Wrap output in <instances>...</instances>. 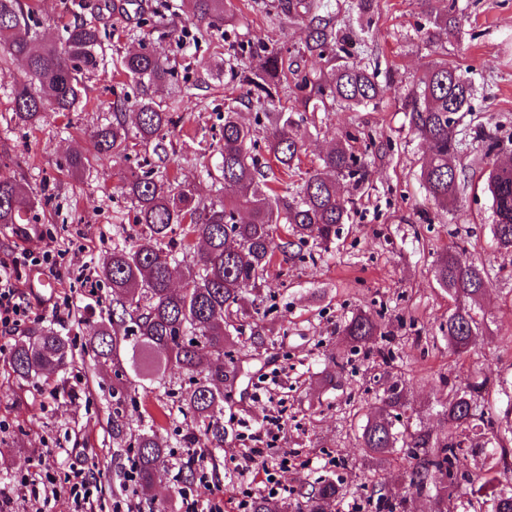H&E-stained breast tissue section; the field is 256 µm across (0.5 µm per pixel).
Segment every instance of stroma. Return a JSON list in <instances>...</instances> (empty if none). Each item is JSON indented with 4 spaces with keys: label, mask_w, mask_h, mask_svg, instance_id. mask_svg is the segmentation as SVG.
<instances>
[{
    "label": "stroma",
    "mask_w": 512,
    "mask_h": 512,
    "mask_svg": "<svg viewBox=\"0 0 512 512\" xmlns=\"http://www.w3.org/2000/svg\"><path fill=\"white\" fill-rule=\"evenodd\" d=\"M103 2L34 0L39 31L56 40L63 34L62 22H93L109 56L143 42L167 59L174 76L154 94L178 99L184 130L156 163L196 184L205 196L210 193L205 170L216 163L226 105L234 104L250 125L261 110L248 100L240 76L221 73L224 59L236 58L240 75L266 49L281 52L302 72L327 68L305 48L309 16L289 15L288 0H233V21L208 32L181 14L154 23L148 10L156 0H134L116 13L103 10ZM455 5L461 32L438 53L419 34L427 24L420 0H373L372 38L353 59L377 67L379 82L389 86L387 94L374 109L308 113L318 132L308 138L301 156L303 167H310L333 135L357 127L372 137L369 181L354 193L352 220L328 250L270 269L257 302L269 330L265 346L254 350L244 335L225 356V371L237 376L224 385V445L197 463L193 480L184 483L176 476L188 455L180 439L191 422L178 411L190 387L188 377L174 370L164 386L135 392L138 413L155 417L159 435L170 446V463L147 497L129 491L127 454L112 438V378L84 351L93 323L112 305L99 261L130 230L131 203L118 187L119 174L137 167L142 153L132 151L119 162L105 158L78 173L65 167L68 154L92 153L91 131L111 117V103L134 96L137 89L114 76L112 66L99 68L87 82L85 110L48 111L29 126L12 117L11 85L24 78L22 66L13 63L0 72V153L13 159L16 178L37 200L38 217L34 224H0V255L19 246L37 252L51 244L65 250L72 270L54 294L32 297L35 313L19 331L24 337L57 324L73 344L70 364L51 379L22 380L0 354V484L35 470L52 471L58 478L47 498L16 497L14 512H73L63 477L78 464L93 468V512H150L151 501L168 499L183 512V493L211 494L225 502L270 480L283 488L277 502L290 504L293 512H300L302 492L324 478L336 480L343 490L333 512H345L352 501L361 512H384L388 501L399 503V512H462L467 501H485L479 490L485 480L512 490V470L491 467L485 453L468 452L458 474L442 478L440 495H419L407 475L413 449L399 448L377 461L358 441L377 399L397 380L408 404L397 410L396 425L423 426L437 437L447 429L446 395L468 380L485 377L492 384L486 420L499 422L512 399V252L498 250L492 241L482 145L469 140L455 159L465 181L458 207L437 210L420 181L426 148L411 132L401 105L431 61L445 57L475 87L472 112L461 120V129L490 128L502 140L501 158L512 160V0H455ZM458 249L491 269L493 277L481 302L486 330L460 356L439 330L452 300L434 277L438 256ZM67 302L73 305L72 318L55 323L54 309ZM361 309L382 312L383 334L373 348L352 354L339 328ZM338 353L348 354L349 361L337 386L330 387L323 369ZM274 416L285 423L281 440L268 450L265 467L241 474L244 453L255 447L263 425ZM287 450L301 452L304 465L281 468Z\"/></svg>",
    "instance_id": "stroma-1"
}]
</instances>
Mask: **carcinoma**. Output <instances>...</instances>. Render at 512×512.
Here are the masks:
<instances>
[{"label":"carcinoma","instance_id":"carcinoma-1","mask_svg":"<svg viewBox=\"0 0 512 512\" xmlns=\"http://www.w3.org/2000/svg\"><path fill=\"white\" fill-rule=\"evenodd\" d=\"M231 0H160L156 14L181 11L197 25L218 29L228 19ZM429 27L422 39L432 47H444L448 35L461 30L453 14L454 4L441 9L438 0H421ZM324 0H288V10L301 8L318 25L309 34L306 49L330 54L329 71L317 77L303 76L291 96L290 80L297 75L277 53L260 56L253 76L246 77V94L265 108V152L274 158L280 176L261 171L254 131L239 121L229 107L218 147V174L206 171L220 201L199 194L165 170L139 168L120 177L119 189L135 211L131 233L100 264V276L112 289V314L92 326L87 348L99 365L112 373V438L129 436L125 451L132 455L137 492L147 494L157 470L166 464L165 445L155 425L131 432L129 389L166 384V373L178 368L191 379L181 399L180 412L191 418L216 448L224 447V355L244 334L242 304L247 294L257 295L265 275L275 264L305 259L303 248L312 244L326 250L336 239L340 225L349 223L351 198L344 182L359 187L368 180L365 154L358 151L359 137L346 132L319 158L316 168L301 171L300 155L307 130L295 119L296 103L313 112L330 105L356 111L377 106L387 91L376 73L352 60L351 48L365 42L368 31L345 32L319 17ZM34 10L22 0H0V60H21L26 76L12 85L13 118L35 124L42 112H75L88 104L85 75L105 65L104 43L98 26L75 22L65 26L62 45L39 39L33 26ZM115 68L142 87L161 85L171 70L153 53L131 52ZM472 82L442 59L433 63L402 99L411 131L428 147L420 178L428 198L442 210L459 201L461 182L454 155L462 150L458 130L461 114L470 111ZM135 112L134 129L125 120ZM177 127L172 107L145 94L134 102L112 103V120L92 133L94 153L114 159L128 157L140 146L156 152ZM474 133L485 144L484 157L498 154L501 142L495 133L476 126ZM10 164L0 158V224H28L35 202L25 195L15 177L6 173ZM486 191L492 200L491 233L496 245L512 249V166L491 164ZM197 252L191 264L180 255ZM434 277L448 291L453 309L443 335L448 348L462 355L483 335L484 319L476 306L485 295L490 273L465 250L450 251L435 262ZM381 333V315L361 310L346 322L341 334L350 348L372 341ZM72 358L67 337L52 327L39 328L17 340L10 349L12 372L21 378L49 376ZM490 381L468 384L467 390L448 393L444 404L447 435L443 439L419 428L401 431L390 412L407 405L405 389L389 386L381 406L361 426L362 447L376 457L397 448H417L410 484L419 492L430 490L437 476L459 468L463 444L469 434H481L483 416L478 400L489 391ZM505 467L512 456V425L492 431ZM340 494L335 482L324 480L305 494L303 512H332Z\"/></svg>","mask_w":512,"mask_h":512}]
</instances>
